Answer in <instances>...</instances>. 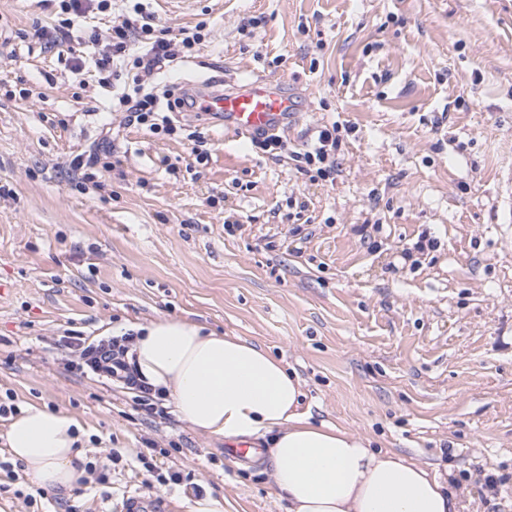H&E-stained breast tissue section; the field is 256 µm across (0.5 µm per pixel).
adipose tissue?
Instances as JSON below:
<instances>
[{"label":"adipose tissue","mask_w":512,"mask_h":512,"mask_svg":"<svg viewBox=\"0 0 512 512\" xmlns=\"http://www.w3.org/2000/svg\"><path fill=\"white\" fill-rule=\"evenodd\" d=\"M136 330L128 361L181 420L232 443L264 439L263 460L288 512H456V492L427 466L313 422L298 377L263 347L183 319L157 318ZM82 436L74 415L38 404L21 407L7 429L12 456L43 489L69 490L84 478L76 463Z\"/></svg>","instance_id":"adipose-tissue-1"}]
</instances>
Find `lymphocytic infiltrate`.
Returning a JSON list of instances; mask_svg holds the SVG:
<instances>
[{"instance_id": "obj_1", "label": "lymphocytic infiltrate", "mask_w": 512, "mask_h": 512, "mask_svg": "<svg viewBox=\"0 0 512 512\" xmlns=\"http://www.w3.org/2000/svg\"><path fill=\"white\" fill-rule=\"evenodd\" d=\"M58 7L62 14L61 21L54 27H41L35 31L36 36L53 49L63 48L72 42L71 16L85 14L90 8L104 14L113 13L112 0H58ZM113 15L106 30L95 29L91 32L93 40L105 43L96 62L98 83L108 85L121 78L127 79L128 91L122 96L120 106L126 112L128 122L154 134H175L177 127L170 120V113L194 110V99L172 88L165 89L160 95L148 92L145 79L174 61V44H181L186 50L199 44L203 38L201 31L185 29L180 39H173L169 29L156 24L153 13L147 9L143 0H135L134 4L126 5L121 14ZM162 99L167 102V110L163 113L157 110L158 102ZM338 130L335 124L322 127L313 145L296 153L301 172L321 179L335 172ZM132 340V335L127 334L107 344L88 345L81 337L72 336L67 343L78 350L83 365L94 372H103L120 379L126 388L133 390V402L137 409L149 416L163 414V394L141 380L138 372L124 358Z\"/></svg>"}]
</instances>
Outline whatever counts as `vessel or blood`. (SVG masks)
<instances>
[{
  "label": "vessel or blood",
  "instance_id": "b4317fda",
  "mask_svg": "<svg viewBox=\"0 0 512 512\" xmlns=\"http://www.w3.org/2000/svg\"><path fill=\"white\" fill-rule=\"evenodd\" d=\"M200 112L223 123L237 135L253 137L283 128L298 109L285 82L246 76L225 89L223 76L190 82Z\"/></svg>",
  "mask_w": 512,
  "mask_h": 512
}]
</instances>
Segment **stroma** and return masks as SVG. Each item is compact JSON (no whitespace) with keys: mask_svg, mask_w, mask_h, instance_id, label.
Masks as SVG:
<instances>
[{"mask_svg":"<svg viewBox=\"0 0 512 512\" xmlns=\"http://www.w3.org/2000/svg\"><path fill=\"white\" fill-rule=\"evenodd\" d=\"M155 15L175 34L206 24L156 91L221 70L288 82L299 109L277 160L200 112L153 134L113 109L124 82L82 85L36 37L55 7L0 0V395L75 415L85 456L121 452L84 512H123L133 494L189 512L196 486L226 512H288L267 466L174 409L145 417L58 343L158 317L262 346L314 420L456 481L458 512H486L479 467L512 500V240L495 198L512 164V0H192ZM334 122L339 169L311 180L290 154ZM104 150L108 168L78 182L72 160ZM146 448L189 485L134 464Z\"/></svg>","mask_w":512,"mask_h":512,"instance_id":"stroma-1","label":"stroma"}]
</instances>
